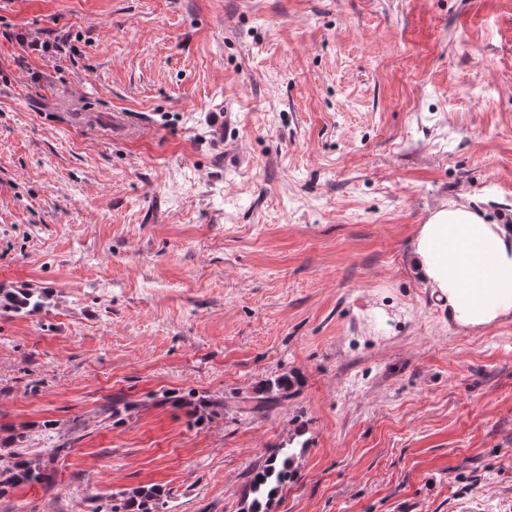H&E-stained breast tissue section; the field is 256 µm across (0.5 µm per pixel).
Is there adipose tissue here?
<instances>
[{"label": "adipose tissue", "instance_id": "ef3b65f1", "mask_svg": "<svg viewBox=\"0 0 512 512\" xmlns=\"http://www.w3.org/2000/svg\"><path fill=\"white\" fill-rule=\"evenodd\" d=\"M415 269L458 326L480 330L512 317V225L465 204L430 213L411 243Z\"/></svg>", "mask_w": 512, "mask_h": 512}]
</instances>
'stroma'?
<instances>
[{
  "instance_id": "obj_1",
  "label": "stroma",
  "mask_w": 512,
  "mask_h": 512,
  "mask_svg": "<svg viewBox=\"0 0 512 512\" xmlns=\"http://www.w3.org/2000/svg\"><path fill=\"white\" fill-rule=\"evenodd\" d=\"M450 202L512 218V0H0V456L64 447L0 512H240L286 446L270 512H512V319L408 261ZM5 299L10 308L16 313H30L39 309L43 304V296L36 292L8 293ZM294 453L290 448H278L255 469L249 485L248 501L243 512H262L266 505L278 493L280 487L290 476L288 468L292 464ZM262 477V480H259ZM160 495L154 488L140 489L132 495L126 493L112 494L102 512H152ZM136 509V510H135Z\"/></svg>"
}]
</instances>
